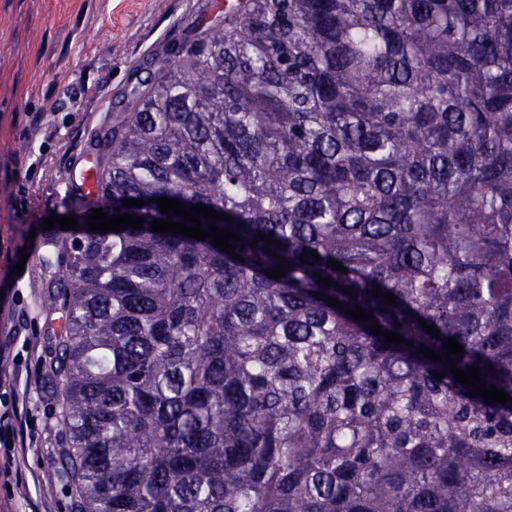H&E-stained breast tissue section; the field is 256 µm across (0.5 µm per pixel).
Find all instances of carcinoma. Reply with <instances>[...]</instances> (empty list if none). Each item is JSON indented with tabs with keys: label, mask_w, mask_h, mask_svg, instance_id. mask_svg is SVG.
Instances as JSON below:
<instances>
[{
	"label": "carcinoma",
	"mask_w": 512,
	"mask_h": 512,
	"mask_svg": "<svg viewBox=\"0 0 512 512\" xmlns=\"http://www.w3.org/2000/svg\"><path fill=\"white\" fill-rule=\"evenodd\" d=\"M214 7L103 132L98 200L68 201L146 219L81 225L55 285L77 512H512V403L417 352L454 338L512 398V0ZM161 197L245 242L150 231L182 221Z\"/></svg>",
	"instance_id": "carcinoma-1"
}]
</instances>
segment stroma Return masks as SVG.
Masks as SVG:
<instances>
[{
  "label": "stroma",
  "mask_w": 512,
  "mask_h": 512,
  "mask_svg": "<svg viewBox=\"0 0 512 512\" xmlns=\"http://www.w3.org/2000/svg\"><path fill=\"white\" fill-rule=\"evenodd\" d=\"M207 0H0V348L9 385L0 413L23 395L30 445H0V512H72L60 461L65 435L45 372L60 315L57 259L72 231L68 180L93 164L95 139L130 101L135 74L160 67ZM25 270L12 275L21 249Z\"/></svg>",
  "instance_id": "stroma-1"
}]
</instances>
